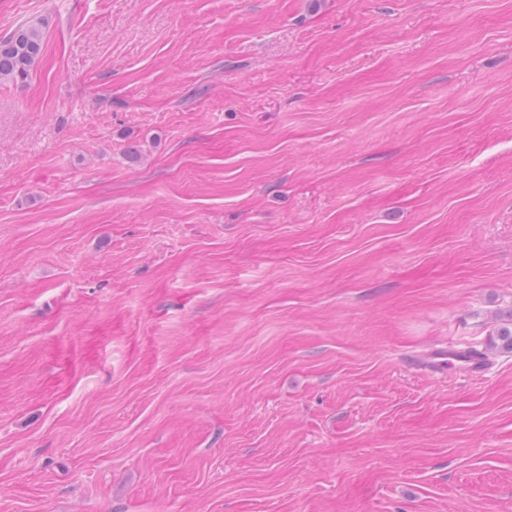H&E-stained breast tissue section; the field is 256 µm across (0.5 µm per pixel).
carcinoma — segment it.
<instances>
[{
  "label": "carcinoma",
  "instance_id": "carcinoma-1",
  "mask_svg": "<svg viewBox=\"0 0 512 512\" xmlns=\"http://www.w3.org/2000/svg\"><path fill=\"white\" fill-rule=\"evenodd\" d=\"M42 21L18 25L0 37V81L24 84L43 54ZM489 347L512 353V325L500 327L489 338Z\"/></svg>",
  "mask_w": 512,
  "mask_h": 512
}]
</instances>
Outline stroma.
I'll return each mask as SVG.
<instances>
[{
    "label": "stroma",
    "mask_w": 512,
    "mask_h": 512,
    "mask_svg": "<svg viewBox=\"0 0 512 512\" xmlns=\"http://www.w3.org/2000/svg\"><path fill=\"white\" fill-rule=\"evenodd\" d=\"M32 19L0 512H512V0H0ZM448 359L456 361L459 368L471 377H481L487 368L478 351L467 353L459 350H448Z\"/></svg>",
    "instance_id": "stroma-1"
}]
</instances>
